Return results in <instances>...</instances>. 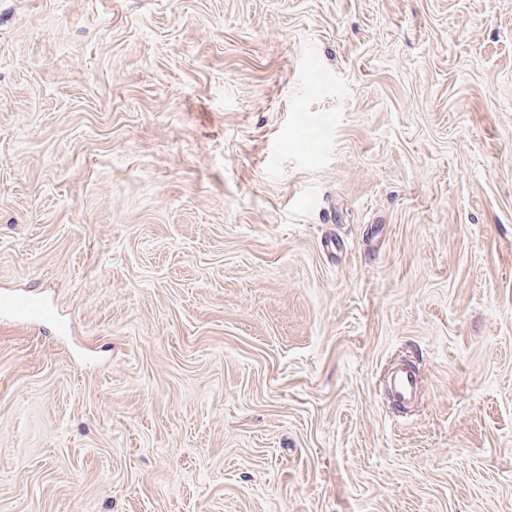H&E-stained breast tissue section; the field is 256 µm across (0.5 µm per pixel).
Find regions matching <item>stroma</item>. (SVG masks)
<instances>
[{
	"label": "stroma",
	"instance_id": "35a3bbf8",
	"mask_svg": "<svg viewBox=\"0 0 512 512\" xmlns=\"http://www.w3.org/2000/svg\"><path fill=\"white\" fill-rule=\"evenodd\" d=\"M7 291L0 512H512V0H0ZM5 310L20 319L36 318L43 322L54 318L49 307L40 305L34 296L28 294H19L7 298L1 297L0 311L2 313ZM391 393L401 401H408L418 394V382L415 374L400 370L393 375L390 382Z\"/></svg>",
	"mask_w": 512,
	"mask_h": 512
}]
</instances>
